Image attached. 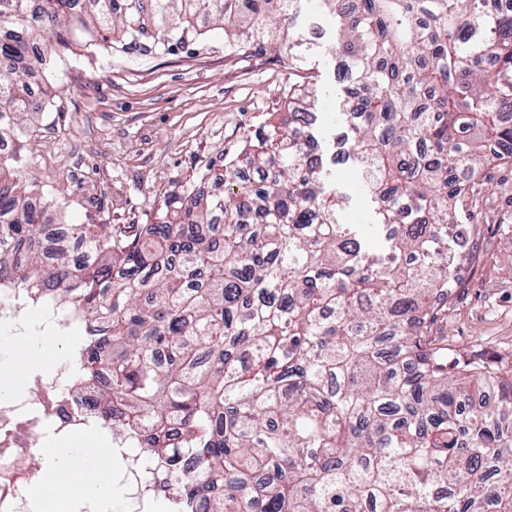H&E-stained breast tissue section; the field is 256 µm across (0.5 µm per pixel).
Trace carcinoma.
<instances>
[{"label": "carcinoma", "mask_w": 512, "mask_h": 512, "mask_svg": "<svg viewBox=\"0 0 512 512\" xmlns=\"http://www.w3.org/2000/svg\"><path fill=\"white\" fill-rule=\"evenodd\" d=\"M301 0H0V280L80 311L77 379L107 381L144 482L205 512H512V357L434 334L478 232L482 175L512 166V14L484 0H316L353 160L377 203L341 221L306 161L309 85L150 224H52L27 177L41 68L73 45L144 51L224 31L307 64ZM494 66L486 67V61Z\"/></svg>", "instance_id": "1"}]
</instances>
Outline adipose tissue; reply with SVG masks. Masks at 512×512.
I'll return each instance as SVG.
<instances>
[{"label": "adipose tissue", "instance_id": "adipose-tissue-1", "mask_svg": "<svg viewBox=\"0 0 512 512\" xmlns=\"http://www.w3.org/2000/svg\"><path fill=\"white\" fill-rule=\"evenodd\" d=\"M7 353L0 358V402L17 401L25 392L33 372L54 371L66 338L58 325L35 332L19 323L12 335L0 338ZM42 468L32 479L30 494L39 512H71L78 501L98 503L103 512L112 506L113 450L107 439L89 436L59 448L42 449Z\"/></svg>", "mask_w": 512, "mask_h": 512}]
</instances>
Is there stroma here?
<instances>
[{
    "label": "stroma",
    "instance_id": "obj_1",
    "mask_svg": "<svg viewBox=\"0 0 512 512\" xmlns=\"http://www.w3.org/2000/svg\"><path fill=\"white\" fill-rule=\"evenodd\" d=\"M299 32L314 43L310 110L318 155L330 159L349 145L334 77V22L304 0ZM54 105L31 122L28 168L53 186L70 224H147L163 193L221 173L247 138L281 111L288 65L266 49L240 55L213 30L150 53L100 43L51 62ZM337 190L348 196L343 219L374 220V204L354 162L333 165ZM490 192L471 265L448 300L441 333L456 349L479 346L489 357L512 351V171L485 172Z\"/></svg>",
    "mask_w": 512,
    "mask_h": 512
}]
</instances>
